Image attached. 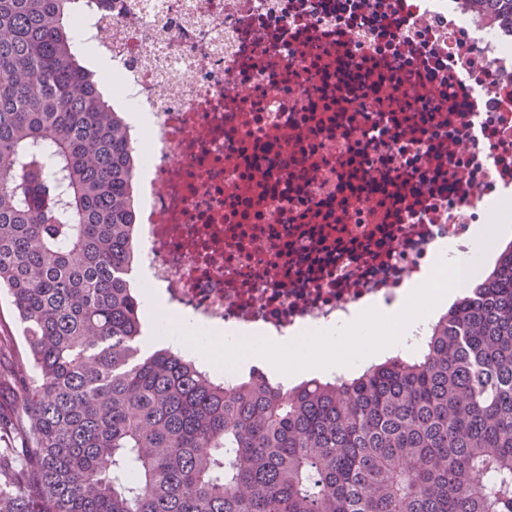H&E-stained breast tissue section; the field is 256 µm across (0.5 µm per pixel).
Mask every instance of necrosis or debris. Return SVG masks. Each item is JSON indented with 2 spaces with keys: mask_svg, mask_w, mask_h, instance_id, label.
Wrapping results in <instances>:
<instances>
[{
  "mask_svg": "<svg viewBox=\"0 0 512 512\" xmlns=\"http://www.w3.org/2000/svg\"><path fill=\"white\" fill-rule=\"evenodd\" d=\"M168 309L289 335L393 301L512 193V31L468 0H101Z\"/></svg>",
  "mask_w": 512,
  "mask_h": 512,
  "instance_id": "necrosis-or-debris-1",
  "label": "necrosis or debris"
}]
</instances>
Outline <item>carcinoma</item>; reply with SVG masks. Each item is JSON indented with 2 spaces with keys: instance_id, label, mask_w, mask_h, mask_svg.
Returning a JSON list of instances; mask_svg holds the SVG:
<instances>
[{
  "instance_id": "cac0c4a2",
  "label": "carcinoma",
  "mask_w": 512,
  "mask_h": 512,
  "mask_svg": "<svg viewBox=\"0 0 512 512\" xmlns=\"http://www.w3.org/2000/svg\"><path fill=\"white\" fill-rule=\"evenodd\" d=\"M79 0H0V289L28 346L0 512H512V244L420 357L235 388L142 338L136 151ZM512 29V0H470Z\"/></svg>"
}]
</instances>
